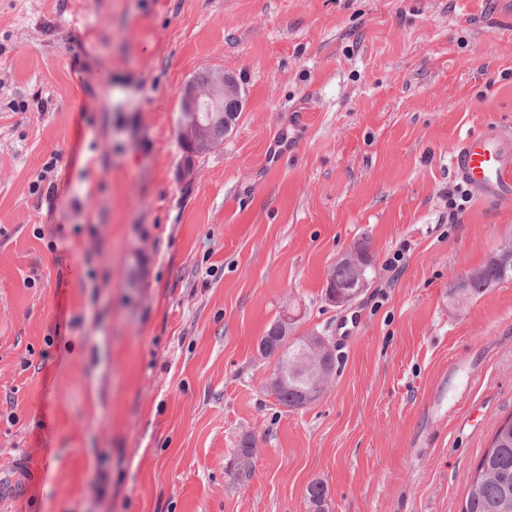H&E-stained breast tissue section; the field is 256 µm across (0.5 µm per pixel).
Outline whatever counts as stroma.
I'll list each match as a JSON object with an SVG mask.
<instances>
[{
  "label": "stroma",
  "mask_w": 512,
  "mask_h": 512,
  "mask_svg": "<svg viewBox=\"0 0 512 512\" xmlns=\"http://www.w3.org/2000/svg\"><path fill=\"white\" fill-rule=\"evenodd\" d=\"M203 69L244 107L183 179ZM489 130L512 159V0H0V512H458L512 414V278L455 292L512 205L448 207ZM286 311L337 343L297 409ZM338 261L345 264L335 262L327 270L326 292H336L328 295L327 300L333 305L346 307L353 304L368 288L369 280L366 271L372 266V256L368 248L364 244H360L342 255ZM347 264L356 268L357 279L348 291H336V287H348L355 275V269ZM278 320L273 321L267 328L264 336L260 339L259 349L272 350L275 346H281L288 342L287 351L288 354L299 355L300 353L309 352L306 345L307 332L299 336H291L297 329V323L295 326L288 327L287 333L277 328ZM284 347L281 346L276 349L273 353H269L265 350L262 356L265 359L272 360V367L269 371L267 378V385L271 391L277 390V401L286 408L295 409L298 407L301 401V391L304 387V383L299 378H288V383L282 387L279 385L285 380L289 373L293 374V368L291 363H288V359L283 355Z\"/></svg>",
  "instance_id": "1"
}]
</instances>
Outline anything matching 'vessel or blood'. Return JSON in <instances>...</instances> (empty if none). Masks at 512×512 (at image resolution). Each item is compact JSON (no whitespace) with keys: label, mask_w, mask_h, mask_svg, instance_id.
I'll return each mask as SVG.
<instances>
[{"label":"vessel or blood","mask_w":512,"mask_h":512,"mask_svg":"<svg viewBox=\"0 0 512 512\" xmlns=\"http://www.w3.org/2000/svg\"><path fill=\"white\" fill-rule=\"evenodd\" d=\"M452 165L469 186L497 203H512V162L508 161L495 132L471 136L452 155Z\"/></svg>","instance_id":"1"}]
</instances>
